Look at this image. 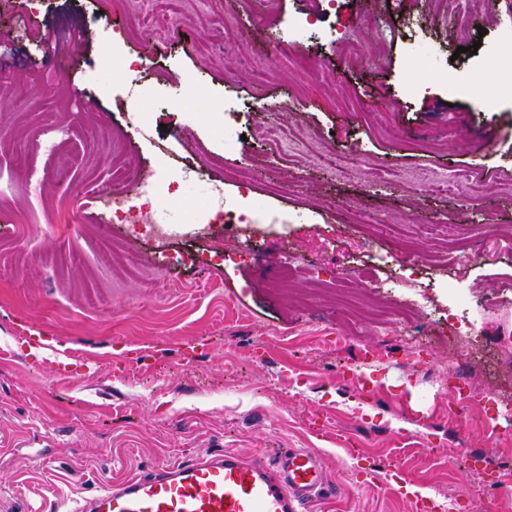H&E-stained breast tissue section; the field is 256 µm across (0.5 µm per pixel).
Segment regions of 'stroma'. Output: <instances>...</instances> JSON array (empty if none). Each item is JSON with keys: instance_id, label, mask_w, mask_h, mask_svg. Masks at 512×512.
Returning a JSON list of instances; mask_svg holds the SVG:
<instances>
[{"instance_id": "stroma-1", "label": "stroma", "mask_w": 512, "mask_h": 512, "mask_svg": "<svg viewBox=\"0 0 512 512\" xmlns=\"http://www.w3.org/2000/svg\"><path fill=\"white\" fill-rule=\"evenodd\" d=\"M173 7L0 0V512H75L198 452L280 448L328 461L315 512H416L420 494L512 512V85L487 65L512 63V0L472 14L474 54L435 0ZM258 124L306 139L263 145ZM116 140L165 246L105 204ZM327 151L359 161L331 174ZM228 199L288 221L236 223ZM357 267L371 283L343 288ZM390 304L408 316L384 336ZM389 461L416 494L390 489Z\"/></svg>"}]
</instances>
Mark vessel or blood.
I'll return each mask as SVG.
<instances>
[{"mask_svg": "<svg viewBox=\"0 0 512 512\" xmlns=\"http://www.w3.org/2000/svg\"><path fill=\"white\" fill-rule=\"evenodd\" d=\"M326 464L308 448L273 462L201 453L113 483L79 512H307L326 487Z\"/></svg>", "mask_w": 512, "mask_h": 512, "instance_id": "vessel-or-blood-1", "label": "vessel or blood"}]
</instances>
